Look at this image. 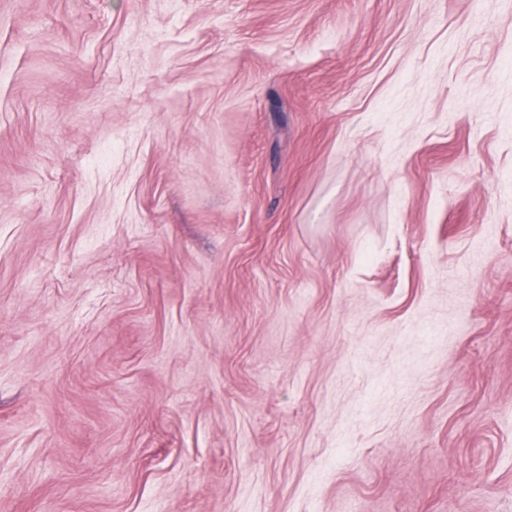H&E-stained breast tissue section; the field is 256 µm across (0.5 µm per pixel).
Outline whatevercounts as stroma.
<instances>
[{
    "label": "stroma",
    "instance_id": "35a3bbf8",
    "mask_svg": "<svg viewBox=\"0 0 512 512\" xmlns=\"http://www.w3.org/2000/svg\"><path fill=\"white\" fill-rule=\"evenodd\" d=\"M0 512H512V0H0Z\"/></svg>",
    "mask_w": 512,
    "mask_h": 512
}]
</instances>
